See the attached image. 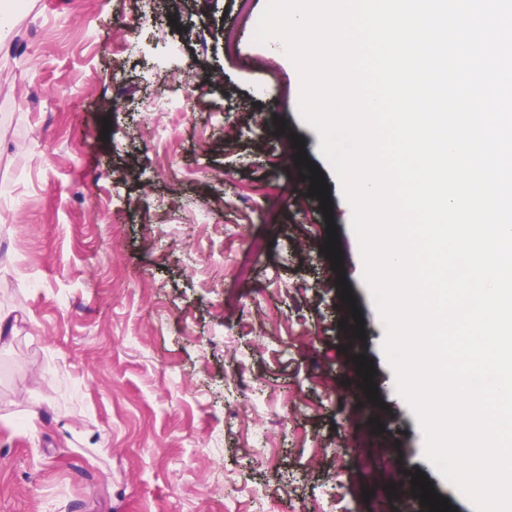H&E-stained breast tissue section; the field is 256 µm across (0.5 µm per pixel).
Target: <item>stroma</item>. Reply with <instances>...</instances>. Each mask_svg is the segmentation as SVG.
Returning <instances> with one entry per match:
<instances>
[{"label":"stroma","mask_w":512,"mask_h":512,"mask_svg":"<svg viewBox=\"0 0 512 512\" xmlns=\"http://www.w3.org/2000/svg\"><path fill=\"white\" fill-rule=\"evenodd\" d=\"M266 3L31 0L0 32V512H225L228 479L239 512H372L376 456L475 512L395 390L298 72L254 39ZM292 133L329 188L343 281L283 161ZM353 354L376 404L347 383Z\"/></svg>","instance_id":"35a3bbf8"}]
</instances>
